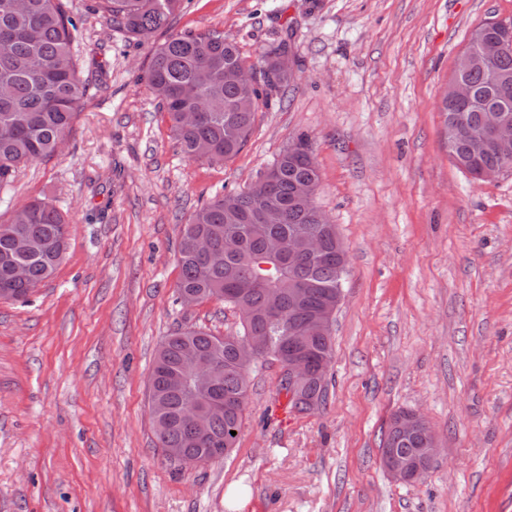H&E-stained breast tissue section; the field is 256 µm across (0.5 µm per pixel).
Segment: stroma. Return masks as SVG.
<instances>
[{
    "instance_id": "35a3bbf8",
    "label": "stroma",
    "mask_w": 512,
    "mask_h": 512,
    "mask_svg": "<svg viewBox=\"0 0 512 512\" xmlns=\"http://www.w3.org/2000/svg\"><path fill=\"white\" fill-rule=\"evenodd\" d=\"M88 90L62 151L0 191V222L45 200L68 250L29 301L0 300V512H512V171L472 180L448 157L441 93L473 28L512 0H184L137 40L66 0ZM216 30L247 63L291 46L244 148L184 157L143 75L172 32ZM307 134L317 206L348 256L325 406L288 413L282 370L251 367L241 433L215 463L156 446L160 342L240 328L177 298L181 232ZM415 409L438 455L392 481L380 439Z\"/></svg>"
}]
</instances>
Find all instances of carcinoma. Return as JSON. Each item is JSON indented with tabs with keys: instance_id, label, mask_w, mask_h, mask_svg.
Here are the masks:
<instances>
[{
	"instance_id": "cac0c4a2",
	"label": "carcinoma",
	"mask_w": 512,
	"mask_h": 512,
	"mask_svg": "<svg viewBox=\"0 0 512 512\" xmlns=\"http://www.w3.org/2000/svg\"><path fill=\"white\" fill-rule=\"evenodd\" d=\"M106 22L136 38H149L170 25L179 13L182 0H101ZM512 20L490 19L470 34L463 54L470 55L465 67L453 75L466 82L473 99L466 105L448 104L443 92V118L456 115L458 136L448 145V156L455 166L473 169L494 168L505 173L512 169L495 154L484 149V108L493 106L512 118ZM78 26L66 10L64 0H26L17 10L12 0H0V38L10 41L0 54V86L8 93L0 96V188L14 181L18 168L57 153L61 134L70 131L88 80L82 77L80 59L72 52ZM288 51L282 44L262 56L261 75L267 90L286 81L277 71L275 57ZM243 62L239 48L224 35L213 31H185L171 34L155 50L143 79L168 114L171 132L185 157L219 162L237 155L245 145L255 120L260 89L224 82V69ZM196 112L190 126L181 124L179 113ZM294 149L284 148L273 165L276 182L267 192V223L259 217V202L246 189L216 195L198 207L184 225L179 245L181 269L177 292L195 294L199 300L217 298L232 305L241 316V331L234 336H215L202 328L189 327L164 339L158 349L157 364L151 375L150 413L154 435L160 448H173L187 459H202L209 448H234L241 432L250 370L231 366L236 344L260 338L270 357L282 363L288 359L290 340L307 323L328 296H336L343 284L344 266L336 254V225L329 224L295 199L296 187L303 182H319V171L311 139L301 134L292 140ZM294 233L318 236L320 252L276 265L264 254L266 241ZM203 236L211 251L202 255L194 241ZM240 237L237 252L224 254V238ZM27 238L36 251L18 253L14 242ZM68 246V229L62 214L43 200L30 201L0 224V289L9 283L10 268L23 264L29 285L11 288L10 300H25L35 288L57 270ZM249 282L242 299L227 290ZM311 289L310 300L301 308L292 306V284ZM279 302L281 318L264 315L270 296ZM216 352L224 359V374L210 396L238 406L214 411L208 430L201 433L183 417L186 404L203 398L191 390L168 388L167 377L187 374L185 348ZM305 347L316 359L334 356L333 336L308 338ZM329 384L311 380L301 396L287 400V408L306 414L327 403ZM380 447L416 458L430 447V436L404 434L391 424Z\"/></svg>"
}]
</instances>
